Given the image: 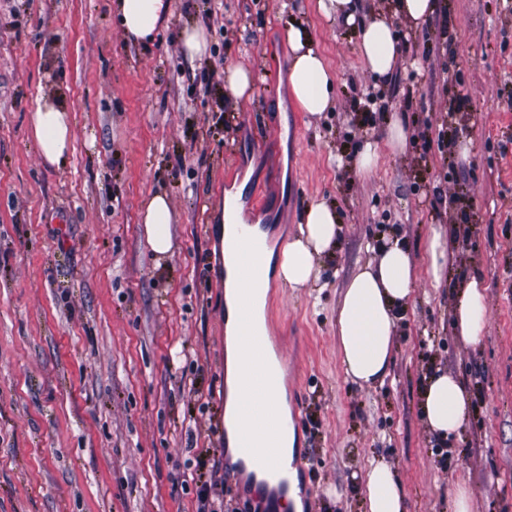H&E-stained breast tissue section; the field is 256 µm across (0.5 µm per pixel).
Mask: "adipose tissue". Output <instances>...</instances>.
<instances>
[{
    "mask_svg": "<svg viewBox=\"0 0 512 512\" xmlns=\"http://www.w3.org/2000/svg\"><path fill=\"white\" fill-rule=\"evenodd\" d=\"M129 42L146 44L169 13V0H113ZM325 18L341 20L359 31L358 52L368 71L380 81L391 77L403 47L388 16L362 13L358 0H318ZM292 49L288 81L302 111L319 115L334 104L335 77L304 27L289 25ZM33 131L45 161L61 165L70 148L69 116L50 98L40 99L33 114ZM147 243L156 258L172 248V214L165 194H154L143 213ZM341 226L327 204H311L298 233L280 255H268L267 267L289 288L309 286L318 278L317 260L337 244ZM416 277L409 247L401 235L383 238L376 257L358 268L341 293L337 310L338 355L347 379L362 387L383 386L394 361V329L399 310L406 308ZM486 286L474 277L462 285L454 311V327L464 341H478L485 331ZM423 410L428 429L438 437L458 434L469 411L463 384L448 371L430 374L424 388ZM367 512H404V495L384 458L372 459L366 473Z\"/></svg>",
    "mask_w": 512,
    "mask_h": 512,
    "instance_id": "ef3b65f1",
    "label": "adipose tissue"
}]
</instances>
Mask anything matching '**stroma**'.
<instances>
[{
  "mask_svg": "<svg viewBox=\"0 0 512 512\" xmlns=\"http://www.w3.org/2000/svg\"><path fill=\"white\" fill-rule=\"evenodd\" d=\"M408 29L391 81L376 84L356 33L317 0H173L153 42L129 43L111 0H0V512H200L195 458L213 451L210 499L251 512L224 450L226 192L243 186L271 247L293 236L321 198L343 226L323 256L324 289L270 282V340L283 349L299 419L301 512H365L364 476L384 457L406 512H512V0H434ZM305 27L336 75L332 110L302 112L288 89L289 24ZM203 26L208 54L188 63L180 41ZM250 68V96L209 91L226 64ZM472 111L454 112L453 97ZM68 111L66 163L44 162L31 129L41 97ZM405 116L403 152L383 148L368 173L337 153L385 139L378 107ZM454 144L439 148L441 125ZM469 152H462L463 142ZM242 167L226 177L227 144ZM163 191L171 252L155 261L141 222ZM445 227L453 261L442 284L426 246ZM407 238L417 280L396 321L384 386L347 382L336 306L371 257L369 242ZM486 285V328H452L460 284ZM458 376L471 396L457 435L424 420V378Z\"/></svg>",
  "mask_w": 512,
  "mask_h": 512,
  "instance_id": "stroma-1",
  "label": "stroma"
}]
</instances>
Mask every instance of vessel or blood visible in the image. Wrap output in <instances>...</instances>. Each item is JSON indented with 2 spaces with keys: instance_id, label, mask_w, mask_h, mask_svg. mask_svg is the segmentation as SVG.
<instances>
[{
  "instance_id": "obj_1",
  "label": "vessel or blood",
  "mask_w": 512,
  "mask_h": 512,
  "mask_svg": "<svg viewBox=\"0 0 512 512\" xmlns=\"http://www.w3.org/2000/svg\"><path fill=\"white\" fill-rule=\"evenodd\" d=\"M268 243L253 224L248 209L236 208L224 217V250L220 261L225 271L242 284L237 296L236 323L241 333L261 340L263 323L258 311L260 292L254 287L265 275ZM273 361L267 354H260L251 363V372L243 384L249 393L236 409L241 421L255 422L252 432L239 436L235 450L240 464L251 478L274 496L275 504L285 502L289 484L283 468L273 457L264 454L267 441L275 439L280 428L274 412L266 406V396L273 378Z\"/></svg>"
}]
</instances>
